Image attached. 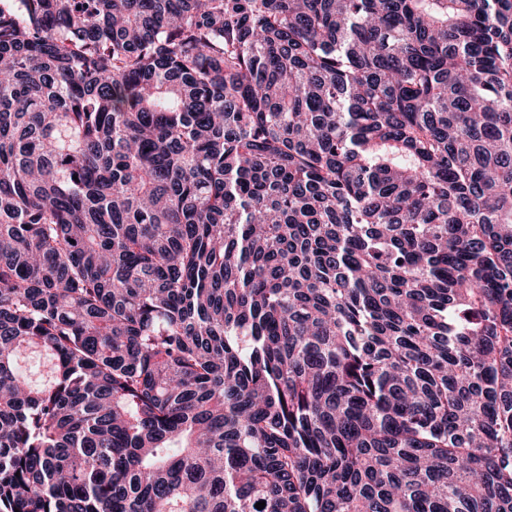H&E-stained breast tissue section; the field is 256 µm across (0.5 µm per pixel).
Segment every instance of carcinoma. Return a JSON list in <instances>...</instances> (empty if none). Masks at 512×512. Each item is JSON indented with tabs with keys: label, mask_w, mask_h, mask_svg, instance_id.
I'll use <instances>...</instances> for the list:
<instances>
[{
	"label": "carcinoma",
	"mask_w": 512,
	"mask_h": 512,
	"mask_svg": "<svg viewBox=\"0 0 512 512\" xmlns=\"http://www.w3.org/2000/svg\"><path fill=\"white\" fill-rule=\"evenodd\" d=\"M0 512H512V0H0Z\"/></svg>",
	"instance_id": "cac0c4a2"
}]
</instances>
